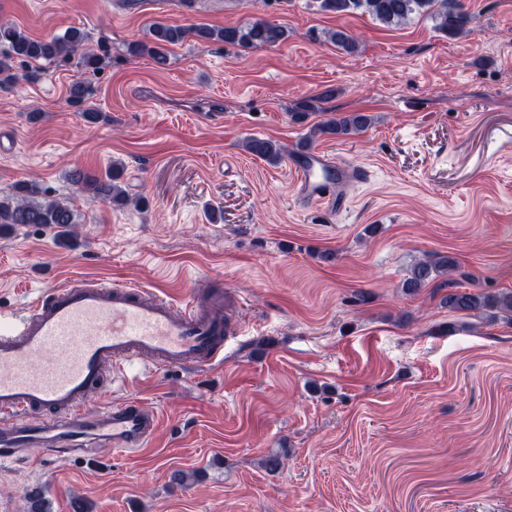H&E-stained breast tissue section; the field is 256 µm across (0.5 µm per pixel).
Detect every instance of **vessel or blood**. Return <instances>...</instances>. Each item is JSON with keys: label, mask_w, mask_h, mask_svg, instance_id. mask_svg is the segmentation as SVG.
<instances>
[{"label": "vessel or blood", "mask_w": 512, "mask_h": 512, "mask_svg": "<svg viewBox=\"0 0 512 512\" xmlns=\"http://www.w3.org/2000/svg\"><path fill=\"white\" fill-rule=\"evenodd\" d=\"M293 167L302 200L331 206L341 185L362 169L307 152ZM224 292L193 282L183 302L150 288L73 283L38 298L20 314L0 315V461L40 445L62 458L112 443L125 452L149 446L156 412L137 402L92 408L106 369L121 371L135 359L164 367L208 369L224 362L243 322L224 313Z\"/></svg>", "instance_id": "vessel-or-blood-1"}]
</instances>
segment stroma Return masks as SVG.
Instances as JSON below:
<instances>
[{
	"label": "stroma",
	"mask_w": 512,
	"mask_h": 512,
	"mask_svg": "<svg viewBox=\"0 0 512 512\" xmlns=\"http://www.w3.org/2000/svg\"><path fill=\"white\" fill-rule=\"evenodd\" d=\"M460 3L469 31L449 36L425 15L388 26L318 0H0V21L33 37L80 28L105 57L94 73L59 59L0 87L13 140L0 193L33 181L79 218L65 243L34 224L0 235V311L76 279L178 301L210 279L239 294L245 325L223 366L132 361L105 379L91 406L154 409L151 446L63 462L27 448L0 466V512H29L34 496L43 512H512V323L443 303L512 290V0ZM255 19L287 40L188 39L164 67L126 51L155 22ZM339 29L357 51L328 40ZM78 80L103 120L68 102ZM352 112L371 116L366 131L311 136ZM252 137L287 152L269 163L243 149ZM304 145L365 169L346 209L298 196ZM115 161L144 208L69 179ZM443 256L459 264L453 285L403 292L416 261Z\"/></svg>",
	"instance_id": "obj_1"
}]
</instances>
